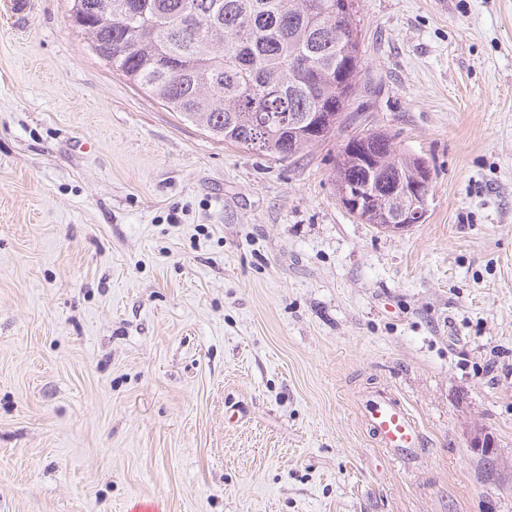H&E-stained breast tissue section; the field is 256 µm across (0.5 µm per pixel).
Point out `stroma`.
<instances>
[{
  "mask_svg": "<svg viewBox=\"0 0 512 512\" xmlns=\"http://www.w3.org/2000/svg\"><path fill=\"white\" fill-rule=\"evenodd\" d=\"M400 233L130 85L69 0L0 5V512H512V0H359ZM395 392L427 445L363 426ZM497 445L495 467L469 447ZM383 187L376 188L374 199H371L368 208L361 214L365 217L364 220H360L362 223L376 224L381 230L394 233L402 232L414 224L426 223L430 200L427 195L421 196L416 184L412 189L402 182L394 184L391 198L387 192L383 191ZM391 200L392 209L384 216L385 224H381L379 221L383 211L389 208ZM362 421L379 448L396 459L413 457L426 435L415 416L392 393L377 392L361 402Z\"/></svg>",
  "mask_w": 512,
  "mask_h": 512,
  "instance_id": "35a3bbf8",
  "label": "stroma"
}]
</instances>
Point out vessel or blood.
<instances>
[{
	"mask_svg": "<svg viewBox=\"0 0 512 512\" xmlns=\"http://www.w3.org/2000/svg\"><path fill=\"white\" fill-rule=\"evenodd\" d=\"M362 421L376 445L396 459L413 457L426 435L415 416L396 396L377 392L361 402Z\"/></svg>",
	"mask_w": 512,
	"mask_h": 512,
	"instance_id": "obj_1",
	"label": "vessel or blood"
}]
</instances>
